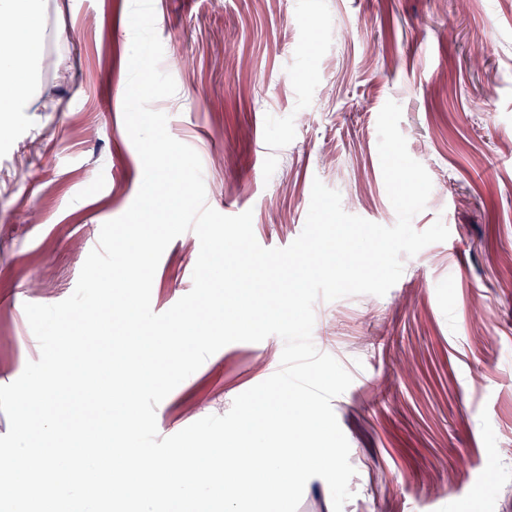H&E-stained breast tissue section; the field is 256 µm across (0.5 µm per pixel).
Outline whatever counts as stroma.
<instances>
[{
  "label": "stroma",
  "instance_id": "35a3bbf8",
  "mask_svg": "<svg viewBox=\"0 0 512 512\" xmlns=\"http://www.w3.org/2000/svg\"><path fill=\"white\" fill-rule=\"evenodd\" d=\"M130 6L48 0L54 67L0 136V364L19 372L40 347L11 296L69 297L102 225L141 185L123 115ZM154 10L165 55L194 65L153 107L198 153L207 204L252 210L263 247L300 235L317 179L347 213L395 224L377 117L400 104L408 152L433 183L412 225L439 219L450 236L405 259L385 296L314 306L333 337L327 354L353 377L332 402L356 470L343 512H512V0H154ZM311 23L324 35L306 44ZM190 248L164 251L155 312L191 290ZM282 349L272 335L217 351L158 405L160 436L227 413L278 370ZM476 369L489 375L479 388L468 384ZM379 374L390 381L383 397ZM462 457L471 475L458 471Z\"/></svg>",
  "mask_w": 512,
  "mask_h": 512
}]
</instances>
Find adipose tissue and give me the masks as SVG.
<instances>
[{"label": "adipose tissue", "mask_w": 512, "mask_h": 512, "mask_svg": "<svg viewBox=\"0 0 512 512\" xmlns=\"http://www.w3.org/2000/svg\"><path fill=\"white\" fill-rule=\"evenodd\" d=\"M46 8L47 0H0V15L17 20L0 29V132L9 129L13 113L23 111L36 90Z\"/></svg>", "instance_id": "adipose-tissue-1"}]
</instances>
